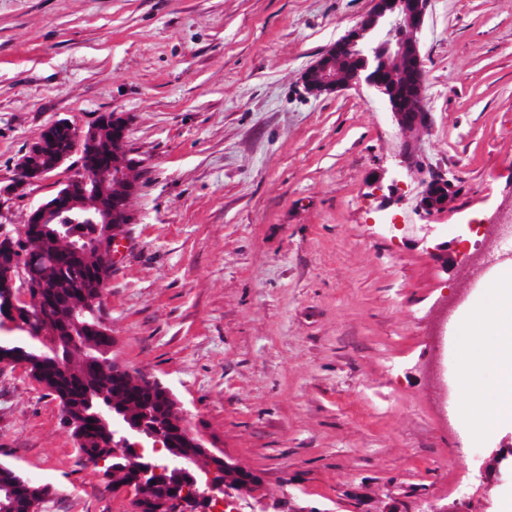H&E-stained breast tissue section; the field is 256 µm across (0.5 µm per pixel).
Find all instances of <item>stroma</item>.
Returning <instances> with one entry per match:
<instances>
[{
  "label": "stroma",
  "mask_w": 512,
  "mask_h": 512,
  "mask_svg": "<svg viewBox=\"0 0 512 512\" xmlns=\"http://www.w3.org/2000/svg\"><path fill=\"white\" fill-rule=\"evenodd\" d=\"M371 7L0 0V224H24L74 170L14 190L47 125L123 114L141 165L102 297L111 355L260 475V512H505L512 424L472 437L450 415L482 400L451 391L444 303L496 297L489 270L463 268L474 225L512 216V0H430L432 121L409 167L376 92L302 84ZM432 171L457 193L426 234ZM1 463L48 487L40 512H131L21 364L0 363Z\"/></svg>",
  "instance_id": "35a3bbf8"
}]
</instances>
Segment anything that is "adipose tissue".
<instances>
[{
	"mask_svg": "<svg viewBox=\"0 0 512 512\" xmlns=\"http://www.w3.org/2000/svg\"><path fill=\"white\" fill-rule=\"evenodd\" d=\"M497 291L494 303L469 307L456 320L460 340L456 354L461 364L457 388L483 389L485 402L478 409L454 408L467 434L479 436L512 423V267L502 266L490 280ZM496 372L494 382L480 386L484 368Z\"/></svg>",
	"mask_w": 512,
	"mask_h": 512,
	"instance_id": "adipose-tissue-1",
	"label": "adipose tissue"
}]
</instances>
